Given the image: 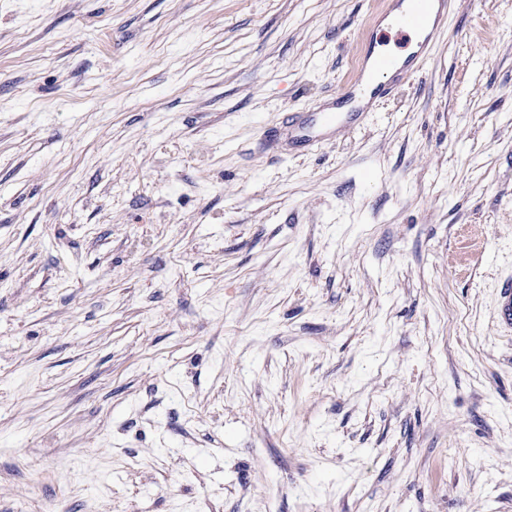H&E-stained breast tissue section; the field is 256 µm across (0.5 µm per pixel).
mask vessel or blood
Segmentation results:
<instances>
[{
	"instance_id": "vessel-or-blood-1",
	"label": "vessel or blood",
	"mask_w": 512,
	"mask_h": 512,
	"mask_svg": "<svg viewBox=\"0 0 512 512\" xmlns=\"http://www.w3.org/2000/svg\"><path fill=\"white\" fill-rule=\"evenodd\" d=\"M456 0H391L384 14L389 28L395 29L406 53L395 58L378 51L375 41H368L360 59V73L355 81L344 83L338 91L342 102L352 104L356 117L373 112L379 99L392 83H408L431 57ZM294 140L305 147L321 145L341 126L337 112L318 113L316 119L297 116L291 120ZM498 325L512 332V273L501 276L496 309Z\"/></svg>"
}]
</instances>
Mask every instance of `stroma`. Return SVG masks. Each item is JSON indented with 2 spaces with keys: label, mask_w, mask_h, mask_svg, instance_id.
<instances>
[{
  "label": "stroma",
  "mask_w": 512,
  "mask_h": 512,
  "mask_svg": "<svg viewBox=\"0 0 512 512\" xmlns=\"http://www.w3.org/2000/svg\"><path fill=\"white\" fill-rule=\"evenodd\" d=\"M385 0H0V512H512V0L299 149ZM294 128V140L297 144L304 147H313L321 145L327 136H332L342 126L338 112H319L316 120L309 121L302 116L291 118ZM496 320L502 329L512 332V273L503 274L500 278Z\"/></svg>",
  "instance_id": "stroma-1"
}]
</instances>
